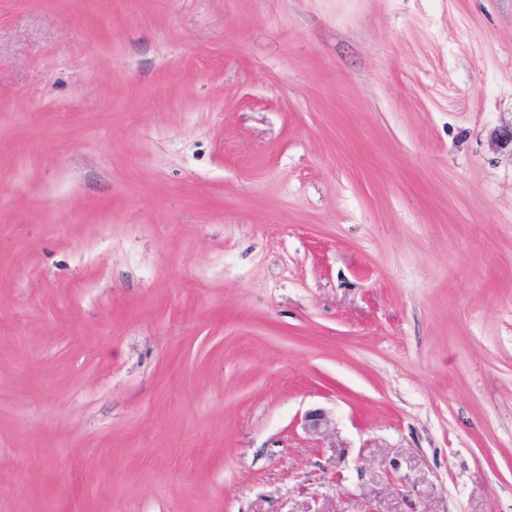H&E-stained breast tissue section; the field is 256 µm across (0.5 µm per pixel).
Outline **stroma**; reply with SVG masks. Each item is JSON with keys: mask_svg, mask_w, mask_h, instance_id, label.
<instances>
[{"mask_svg": "<svg viewBox=\"0 0 512 512\" xmlns=\"http://www.w3.org/2000/svg\"><path fill=\"white\" fill-rule=\"evenodd\" d=\"M0 512H512V0H0Z\"/></svg>", "mask_w": 512, "mask_h": 512, "instance_id": "35a3bbf8", "label": "stroma"}]
</instances>
